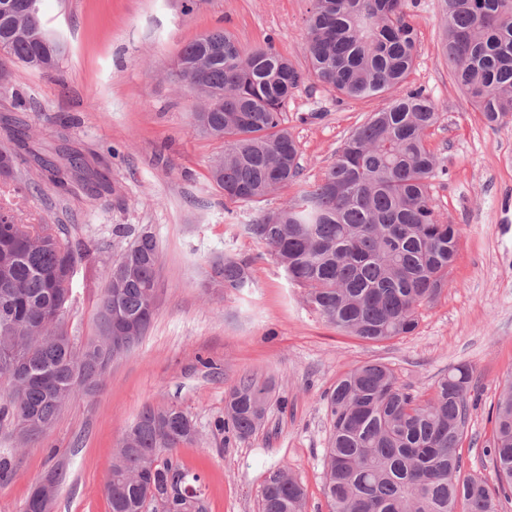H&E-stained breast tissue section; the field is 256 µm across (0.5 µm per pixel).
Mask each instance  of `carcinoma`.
<instances>
[{
	"mask_svg": "<svg viewBox=\"0 0 512 512\" xmlns=\"http://www.w3.org/2000/svg\"><path fill=\"white\" fill-rule=\"evenodd\" d=\"M10 24L0 22V50L33 70H55L66 44L45 21L41 0ZM444 54L451 75L491 126L512 122V0H444ZM307 74L276 52L272 39L245 50L214 29L179 52L176 78L204 99L193 113L196 131L224 143L209 178L233 203H259L292 186L285 206L259 211L242 225L270 247L288 280L337 330L381 343L413 333L421 311L448 286L460 230L441 219L432 194L440 168L427 144L440 120L437 104L420 90L390 99L356 127L336 159L313 181H300L298 147L284 127V110L303 77L340 97L388 94L407 83L417 34L406 0H312L305 20ZM47 179L63 189L75 178L110 190L106 176L79 150L62 162L42 161ZM0 427L26 445L55 423L78 391L101 383L112 359V316L144 336L154 310L160 251L155 236L131 224L112 233L125 246L109 268L96 301L98 336L76 342L64 329L63 304L78 262L92 258L60 224H24L0 204ZM224 293L252 285L247 263L226 254L213 260ZM473 368L448 370L428 398L410 393L385 363L342 374L326 397L332 435L323 458V494L330 512H497L512 491V377L495 409L489 456L497 487L466 471L460 452L467 436ZM271 387L243 375L226 401L223 429L240 439L263 422ZM194 421L174 405L147 406L116 449L104 491L110 512H194L181 495L190 485L203 497L201 477L174 460L196 439ZM261 512H305L302 485L283 466L265 477Z\"/></svg>",
	"mask_w": 512,
	"mask_h": 512,
	"instance_id": "cac0c4a2",
	"label": "carcinoma"
}]
</instances>
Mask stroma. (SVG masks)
<instances>
[{"label":"stroma","mask_w":512,"mask_h":512,"mask_svg":"<svg viewBox=\"0 0 512 512\" xmlns=\"http://www.w3.org/2000/svg\"><path fill=\"white\" fill-rule=\"evenodd\" d=\"M181 0H43L50 28L67 50L51 72L31 70L0 52V147L14 149L16 180L0 184L25 223L65 225L95 262L79 264L65 317L69 335L96 336L95 301L122 244L117 224L153 233L161 264L151 327L113 362L100 387L77 393L52 429L19 449L0 429V450L15 449L13 476L0 484V512H23L34 485L52 468L67 480L52 512H109L104 484L127 427L148 405H175L198 428L178 460L203 477L208 512H259L269 471L290 467L306 490V512H328L322 459L332 423L325 396L347 370L383 362L411 392L430 395L454 366H472L479 400L462 443L468 472L492 469L485 445L499 382L512 373V125L494 130L454 83L441 50L443 0H408L417 31L409 88L422 89L442 117L429 149L447 169L432 191L441 217L459 225V252L448 286L424 310L414 333L384 344L361 341L322 321L303 301L269 248L242 226L258 209L281 207L287 192L259 204L225 201L208 166L220 141L197 133L198 95L169 72L181 48L224 28L246 49L272 41L306 71L303 21L310 0H203L190 14ZM388 97L346 99L307 78L286 106L301 177L316 180L350 132ZM68 145L108 154L110 194L92 201L80 186L48 182L32 150L54 158L57 132ZM27 148H20L18 138ZM248 261L253 284L225 294L211 278L212 257ZM271 387L264 423L249 438L218 430L227 396L242 375Z\"/></svg>","instance_id":"obj_1"}]
</instances>
